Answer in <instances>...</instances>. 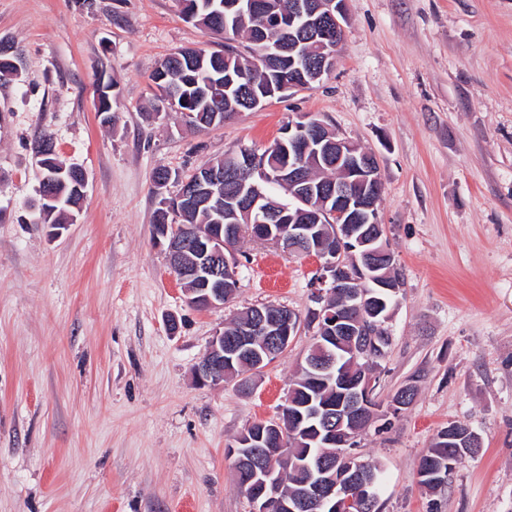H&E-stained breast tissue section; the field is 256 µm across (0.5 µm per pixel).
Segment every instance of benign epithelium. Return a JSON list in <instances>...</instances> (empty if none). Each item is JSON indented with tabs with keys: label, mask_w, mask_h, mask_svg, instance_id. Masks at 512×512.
Instances as JSON below:
<instances>
[{
	"label": "benign epithelium",
	"mask_w": 512,
	"mask_h": 512,
	"mask_svg": "<svg viewBox=\"0 0 512 512\" xmlns=\"http://www.w3.org/2000/svg\"><path fill=\"white\" fill-rule=\"evenodd\" d=\"M344 4L345 0H297L289 22L320 15L310 33L320 47L319 68L310 79L302 74L294 75L277 85V89L266 93L265 97L292 89H308L334 69L343 39ZM277 23L281 24L285 38L276 44L267 43L265 38L260 40L263 60L282 52L295 53L300 46V43L293 42L291 28L280 19ZM322 128L323 123L315 120L313 115L301 114L284 129L288 152L279 174L280 178L288 180L299 207L288 217V232L277 234L274 242L294 251L317 240L316 225L312 221L330 202H336V210L332 212L335 218L332 236L336 238V245L320 247L317 252L310 253L318 260L321 271L316 300L322 303V309L317 311V321L329 338L337 334L356 338L354 353L366 359L370 357L366 333L372 328H383L389 319V312L375 306L377 298L373 296L372 287L384 288L394 295L399 290V285H386L376 275L382 261L394 257L387 242L385 225L379 218L378 204L382 193L379 163L374 154L342 139L335 140L325 135ZM324 144L329 146L326 160L335 165L345 164L350 175L342 184L316 187L305 177L307 155ZM259 160L260 154L256 151L231 154L226 157L223 173L207 175L211 191L224 189L226 183L237 184L236 193L225 201L229 208L249 219L271 216L268 209L261 207L264 195L249 183L259 170ZM191 240L197 246L198 260L194 268L187 271L182 267L180 257L182 247ZM157 243L164 248L174 276L195 278L212 286L211 291L197 296L192 290L186 291V301L190 306L205 310L231 300L233 293L224 290V281L237 279L233 230H228L221 238L203 230L175 225L172 236L159 239ZM336 294L348 298L347 310H329V300ZM298 323V317L292 310L270 305L258 310L249 322L240 326L234 337L226 338L224 332L217 331L206 355L195 367L197 379L203 383L219 380V366L251 349V343L257 336L266 338L268 346L265 352L267 358H272L288 347L296 335ZM375 380V372L367 373L348 391L345 405L335 409L310 400L302 405L304 411H288V424L279 427L281 436L306 432L308 427L305 423L309 421L321 424L328 436H333L336 434L335 418L340 413L356 417L367 414ZM230 455L234 456L235 472L246 475L242 489L251 498L252 512H371L374 509L375 487L363 476L360 467L353 466L351 460L356 455L349 449L336 450L334 457L320 453L305 464L307 478L300 492L290 497L282 493L280 476L275 474V470L261 466L253 454L232 447Z\"/></svg>",
	"instance_id": "benign-epithelium-1"
}]
</instances>
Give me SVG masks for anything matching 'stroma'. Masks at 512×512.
Wrapping results in <instances>:
<instances>
[{
  "instance_id": "1",
  "label": "stroma",
  "mask_w": 512,
  "mask_h": 512,
  "mask_svg": "<svg viewBox=\"0 0 512 512\" xmlns=\"http://www.w3.org/2000/svg\"><path fill=\"white\" fill-rule=\"evenodd\" d=\"M334 70L314 89L195 131L147 119L149 74L182 47L224 48L179 0H0V512H250L227 447L277 418L318 330L315 259L244 239L232 301L187 304L152 234L168 195L207 160L263 151L297 114L374 152L379 216L401 284L376 373L385 404L355 453L383 469L382 512H512V0H347ZM116 86L114 125L95 88ZM52 135L88 178L58 236L25 206ZM287 307L299 328L255 377L193 369L238 311ZM483 447L436 491L419 461L448 424Z\"/></svg>"
}]
</instances>
